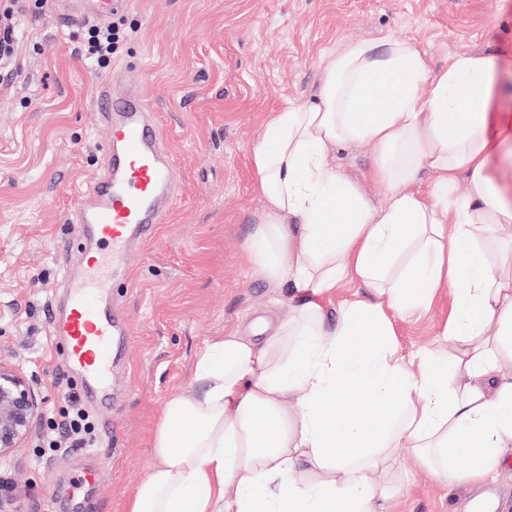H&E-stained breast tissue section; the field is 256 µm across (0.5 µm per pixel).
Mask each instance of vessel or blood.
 Segmentation results:
<instances>
[{
    "mask_svg": "<svg viewBox=\"0 0 512 512\" xmlns=\"http://www.w3.org/2000/svg\"><path fill=\"white\" fill-rule=\"evenodd\" d=\"M54 2L64 23L82 26L110 22L124 0ZM95 103L107 128L101 164L68 213L84 242L81 269L67 280L65 308L50 311L48 332L64 347L65 373L102 384L109 378L112 342L127 333L112 291V272L133 246L154 236L177 201L179 181L141 85L116 91L111 78H104Z\"/></svg>",
    "mask_w": 512,
    "mask_h": 512,
    "instance_id": "obj_1",
    "label": "vessel or blood"
}]
</instances>
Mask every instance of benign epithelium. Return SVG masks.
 <instances>
[{
	"label": "benign epithelium",
	"mask_w": 512,
	"mask_h": 512,
	"mask_svg": "<svg viewBox=\"0 0 512 512\" xmlns=\"http://www.w3.org/2000/svg\"><path fill=\"white\" fill-rule=\"evenodd\" d=\"M41 412V399L18 368L0 362V459L21 447Z\"/></svg>",
	"instance_id": "7a95c632"
}]
</instances>
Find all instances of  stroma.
I'll return each mask as SVG.
<instances>
[{"instance_id": "35a3bbf8", "label": "stroma", "mask_w": 512, "mask_h": 512, "mask_svg": "<svg viewBox=\"0 0 512 512\" xmlns=\"http://www.w3.org/2000/svg\"><path fill=\"white\" fill-rule=\"evenodd\" d=\"M124 18L135 35L111 67L142 82L181 190L113 284L129 334L112 359L109 405L78 394L96 427L90 450L52 451L40 439L70 405L45 300L68 295L63 251L79 241L65 216L101 160L94 90L103 73L50 5L19 18L18 67L0 72V361L42 399L31 437L0 461V480L13 486L6 512H124L151 462L161 407L185 389L195 355L257 319L292 315L287 290L264 281L245 253L262 209L250 155L264 112L316 94L326 53L389 32L415 43L435 72L449 55L512 46V0H130ZM373 157L372 145L351 147L337 152L336 168L378 208ZM400 456L411 484L397 512H460L469 487L442 485L409 450ZM96 460L99 485L76 494Z\"/></svg>"}]
</instances>
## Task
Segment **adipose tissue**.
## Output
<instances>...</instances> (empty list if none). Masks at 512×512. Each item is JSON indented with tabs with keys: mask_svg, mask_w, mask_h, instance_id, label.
<instances>
[{
	"mask_svg": "<svg viewBox=\"0 0 512 512\" xmlns=\"http://www.w3.org/2000/svg\"><path fill=\"white\" fill-rule=\"evenodd\" d=\"M500 61L454 54L434 74L382 33L328 53L313 100L263 116L246 251L295 315L197 355L124 512H389L402 448L446 483L496 473L512 451V279L487 250L512 245V201L488 175L512 141ZM363 142L380 209L333 162ZM445 292L436 337L401 354L397 319Z\"/></svg>",
	"mask_w": 512,
	"mask_h": 512,
	"instance_id": "1",
	"label": "adipose tissue"
}]
</instances>
